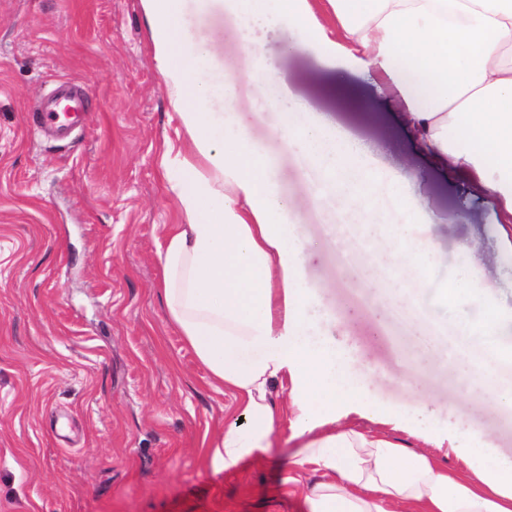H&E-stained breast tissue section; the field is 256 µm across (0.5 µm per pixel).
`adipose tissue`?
Segmentation results:
<instances>
[{
    "label": "adipose tissue",
    "instance_id": "obj_1",
    "mask_svg": "<svg viewBox=\"0 0 512 512\" xmlns=\"http://www.w3.org/2000/svg\"><path fill=\"white\" fill-rule=\"evenodd\" d=\"M158 68L174 95L187 149L167 147L163 171L185 216L166 227L160 253L163 295L180 329L214 383L230 390L240 421L207 443L212 471L235 472L245 460L270 454L280 421L276 386H287L290 429L302 470L322 473L306 497L310 512H391L392 503L416 512H512V461L489 448H465L464 475L448 473L427 453L410 452L381 436L336 424V403L353 397L376 408L366 379L352 374L328 337L315 334L313 300L302 286L300 263L273 171L246 129L232 118L200 111L210 86L198 77L205 52L184 44L180 0H142ZM223 0L241 23L250 74L279 85L257 25L284 20L303 44L327 52L360 53L405 112L410 133L436 162L478 182L512 224V0ZM279 136L322 167L341 212L366 216L378 209L375 176L362 150L340 132L305 123L289 95ZM430 239L411 241L409 227L392 226L376 268L411 267L427 280ZM475 392L511 401L495 371L468 358L455 367Z\"/></svg>",
    "mask_w": 512,
    "mask_h": 512
}]
</instances>
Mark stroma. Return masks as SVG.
I'll return each mask as SVG.
<instances>
[{
	"label": "stroma",
	"mask_w": 512,
	"mask_h": 512,
	"mask_svg": "<svg viewBox=\"0 0 512 512\" xmlns=\"http://www.w3.org/2000/svg\"><path fill=\"white\" fill-rule=\"evenodd\" d=\"M182 24L188 44L213 46L200 108L239 109L289 204L282 221L314 320L376 392L380 417L349 398L338 423L414 448L421 431L449 447L464 424L473 444L512 459V406L482 404L451 363L475 342L457 335L458 321L481 329L489 300L497 340L512 344V245L496 201L421 149L364 64L301 45L284 22L255 28L307 121L371 148L382 206L372 226L341 221L322 169L282 143L274 91L247 73L239 20L219 0H182ZM67 82L87 110L70 138L50 140L32 108ZM184 141L142 0H0V512H309L283 486L288 427L265 462L237 473H213L202 458L235 404L210 384L162 294L159 247L183 215L160 163L166 143ZM399 195L419 211L398 212ZM389 224L433 244L432 287L408 269L388 272L425 310L419 326L438 346L426 365L408 359L404 319L373 306L375 281L356 270L354 238L383 251ZM456 280L476 282L481 299L440 302L436 287Z\"/></svg>",
	"instance_id": "35a3bbf8"
}]
</instances>
